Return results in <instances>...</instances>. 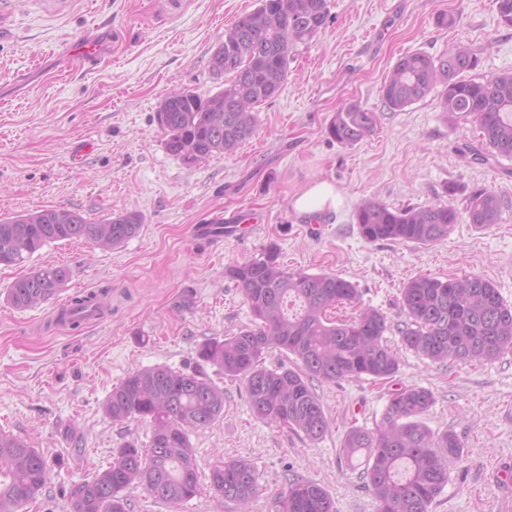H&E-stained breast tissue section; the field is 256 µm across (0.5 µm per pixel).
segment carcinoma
<instances>
[{
    "mask_svg": "<svg viewBox=\"0 0 512 512\" xmlns=\"http://www.w3.org/2000/svg\"><path fill=\"white\" fill-rule=\"evenodd\" d=\"M329 0H258L224 32L210 57L214 76L233 74L213 95L189 89L172 92L159 103L158 125L166 151L187 165L215 154L234 152L256 131L255 110L277 97L288 78L293 52L326 24ZM478 56L455 45L438 57L424 52L397 59L380 87L391 112L439 90L440 107L450 123L478 126L485 150L512 159V72L468 78ZM377 132L375 113L358 103L336 111L325 133L329 140L354 146ZM509 199L489 189L476 190L466 207L469 222L495 224ZM368 242H410L430 246L447 238L460 219L450 203L427 208H395L368 199L354 211ZM143 223L137 212L91 222L65 208L0 216V265L17 266L45 245L84 239L116 247L136 236ZM237 283L252 315L238 332L211 337L198 345L197 359L215 373L244 382L252 415L272 426L302 435L315 444L330 421L315 383L341 380L385 381L400 365L399 351L385 338L388 316L366 306L358 288L334 274L290 270L275 245L224 270ZM69 278L65 266H44L16 279L7 299L22 309L54 298ZM405 316L400 343L434 364L489 363L512 350V304L480 275L441 279L418 275L400 290ZM278 349L289 365L264 366V355ZM432 392L404 387L390 397L373 429L352 427L343 455L364 456L360 476L377 503V512H431L462 461L464 443L451 431H433L424 416ZM112 421L143 420L151 438L143 449L127 442L112 465L72 485L70 512H129L122 492L135 485L153 499L178 506L199 492L190 436L224 415V388L202 371L178 372L165 365L129 373L105 403ZM210 487L237 512H249L262 493L252 463L228 458L210 469ZM49 468L43 454L19 436L0 432V512H22L43 492ZM273 512H336L319 484L294 477L273 501Z\"/></svg>",
    "mask_w": 512,
    "mask_h": 512,
    "instance_id": "cac0c4a2",
    "label": "carcinoma"
}]
</instances>
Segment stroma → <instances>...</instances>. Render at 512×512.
<instances>
[{
	"label": "stroma",
	"instance_id": "35a3bbf8",
	"mask_svg": "<svg viewBox=\"0 0 512 512\" xmlns=\"http://www.w3.org/2000/svg\"><path fill=\"white\" fill-rule=\"evenodd\" d=\"M256 0H15L0 21V216L66 208L99 221L127 211L143 215L139 233L116 248L85 240L45 246L28 266L0 268V431L27 438L50 465V482L25 512H69L72 484L111 465L126 442L146 445L145 421L113 423L104 404L130 372L165 365L192 372L196 349L250 325L252 316L227 267L276 245L292 269L338 275L364 304L383 311L398 344L404 316L400 289L420 274H477L512 303V207L498 223L461 219L434 245L362 238L353 212L363 200L396 208L452 203L486 188L512 200V160L476 161L483 147L473 124H452L437 94L391 112L379 94L401 55L437 57L463 44L480 59L476 76L512 71V28L500 24L494 0H330L325 27L299 46L280 94L258 112L254 137L231 154L185 165L164 148L155 113L174 89L207 95L220 81L209 59L225 30ZM459 15L452 27L438 14ZM112 33L111 53L95 68L61 64L59 54L84 30ZM30 71L29 88L13 84ZM360 103L377 113L376 134L345 147L324 130L340 107ZM93 151L81 164V143ZM314 181L332 183L340 207L324 214L321 234L307 232L294 196ZM453 195H446L447 187ZM255 214L250 236L215 240L193 227L214 216ZM63 265L71 276L58 296L14 308L6 290L29 267ZM111 287V307L98 321L57 325L50 312L77 291ZM193 291L192 311L173 304ZM392 381L322 384L317 392L331 429L319 443L257 420L242 382L224 383V415L192 434L201 492L179 512H236L210 487L211 465L227 457L253 464L263 488L251 512L297 476L320 484L336 512H376L359 462L340 451L351 425L374 427L389 396L403 386L430 389L426 424L451 430L465 444L463 461L432 512H512L501 500L512 484L497 477L512 459V351L481 365H436L401 351Z\"/></svg>",
	"mask_w": 512,
	"mask_h": 512
}]
</instances>
